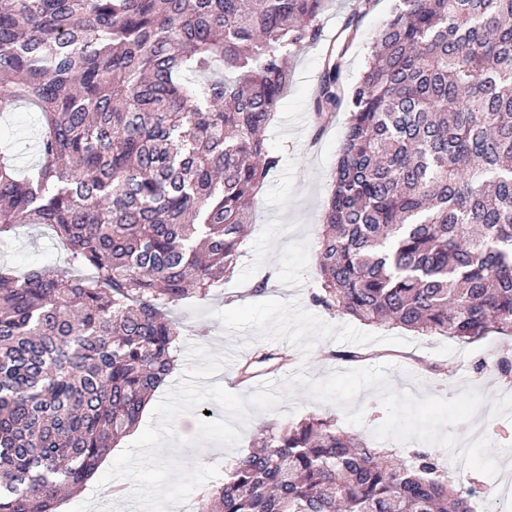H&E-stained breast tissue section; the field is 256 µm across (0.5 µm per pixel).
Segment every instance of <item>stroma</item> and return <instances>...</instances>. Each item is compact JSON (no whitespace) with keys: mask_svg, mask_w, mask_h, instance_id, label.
I'll use <instances>...</instances> for the list:
<instances>
[{"mask_svg":"<svg viewBox=\"0 0 512 512\" xmlns=\"http://www.w3.org/2000/svg\"><path fill=\"white\" fill-rule=\"evenodd\" d=\"M395 0H379L364 16L355 13L357 0H328L321 16V38L288 60L292 81L277 118L265 131L269 148L280 157L279 166L266 178L252 208L246 237V254L237 271L207 300H188L172 312L182 326L174 353L177 372L167 379L178 383L180 370L190 366L191 346L214 353H232L214 380L238 394V367L244 359L256 363V377L278 382L305 370L312 379L334 372L390 364V385L416 397L446 398L473 388L485 398L477 413L486 425L477 447L465 449L467 463L462 477L480 490L473 497L474 512H490L504 480L512 481V383L492 369L477 371L476 365L502 354H512V338L489 336L474 343L444 337L426 338L401 328H376L348 316L312 305L317 270L312 247L321 230L330 177L342 144L347 115L337 113L333 122L319 125L312 118L313 101L324 65L331 51H342L340 79L352 86L360 77L368 55L392 14ZM357 29L350 47H343L346 26ZM38 124L34 106L19 104L14 113L0 116V125L12 128V144L21 169L39 161L30 147ZM67 251L44 226L26 224L12 239L0 243V265L22 269L52 263L65 266ZM269 281L263 293L252 290L261 275ZM270 354V361L257 357ZM355 404L364 411L363 424L349 423L344 410L313 400L304 387L277 408L253 411L241 429L236 445L206 444L185 447L177 456L185 463L218 466L227 472L252 447L260 427L292 423L315 412L336 419L340 428L373 437L385 412L374 389L362 391ZM57 512H136L128 498L116 497L111 487H98L89 479L63 500Z\"/></svg>","mask_w":512,"mask_h":512,"instance_id":"1","label":"stroma"}]
</instances>
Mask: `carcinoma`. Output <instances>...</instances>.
<instances>
[{"label": "carcinoma", "instance_id": "carcinoma-1", "mask_svg": "<svg viewBox=\"0 0 512 512\" xmlns=\"http://www.w3.org/2000/svg\"><path fill=\"white\" fill-rule=\"evenodd\" d=\"M325 0H0V112L39 110V164L0 148V241L51 227L69 267H0V512H56L171 374V307L233 276L280 157L263 132ZM349 113L312 302L370 326L512 337V0H396ZM311 413L259 430L198 512H472Z\"/></svg>", "mask_w": 512, "mask_h": 512}]
</instances>
